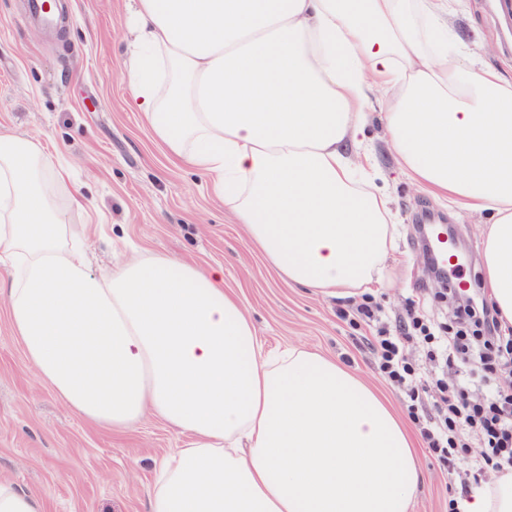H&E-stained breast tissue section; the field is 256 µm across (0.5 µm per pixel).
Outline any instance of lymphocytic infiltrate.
Listing matches in <instances>:
<instances>
[{
	"instance_id": "1",
	"label": "lymphocytic infiltrate",
	"mask_w": 512,
	"mask_h": 512,
	"mask_svg": "<svg viewBox=\"0 0 512 512\" xmlns=\"http://www.w3.org/2000/svg\"><path fill=\"white\" fill-rule=\"evenodd\" d=\"M454 335L414 308L395 320L394 329L378 328L370 346L378 370L392 386L404 389L408 410L440 469L454 473L467 437L479 443L472 461L473 477L486 466L512 469V336L500 333L496 312L487 306H456ZM420 346L426 360L441 368L464 365L485 371L481 388L466 379L418 377V367L404 356L406 345Z\"/></svg>"
}]
</instances>
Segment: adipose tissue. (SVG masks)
<instances>
[{"mask_svg": "<svg viewBox=\"0 0 512 512\" xmlns=\"http://www.w3.org/2000/svg\"><path fill=\"white\" fill-rule=\"evenodd\" d=\"M452 0H131L123 76L145 126L204 173L250 246L321 292L381 283L396 226L370 114L397 163L483 231L488 300L512 329V75L458 55ZM38 142L0 136V302L42 386L123 431L183 436L154 462L149 512H410L404 423L335 359L264 351L224 273L171 256L93 271ZM461 512H512V469Z\"/></svg>", "mask_w": 512, "mask_h": 512, "instance_id": "1", "label": "adipose tissue"}]
</instances>
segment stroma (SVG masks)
I'll use <instances>...</instances> for the list:
<instances>
[{"label":"stroma","mask_w":512,"mask_h":512,"mask_svg":"<svg viewBox=\"0 0 512 512\" xmlns=\"http://www.w3.org/2000/svg\"><path fill=\"white\" fill-rule=\"evenodd\" d=\"M497 0H466L452 19L461 46L481 34L489 61L512 66V14ZM128 51L124 0H60L52 27L28 17L26 0H0V135L34 138L70 173L56 198L80 190L90 201L73 209L75 234L89 225L95 265L148 253L176 255L203 269L224 271V287L249 313L265 348L294 346L336 358L373 386L401 419H408L403 390L377 370L367 340L375 326L352 324L342 313L372 295L379 320L393 323L408 304L442 323L445 303L420 259L416 226L422 217L446 224L455 237L459 279L484 293L482 234L486 217H457L399 170L381 113H373L366 145L381 185L397 213L396 245L383 285L369 292L324 295L289 284L250 250L246 231L209 191L207 177L172 160L143 128L130 106L122 76ZM423 481L413 512H448L450 489L459 488L468 457L448 477L430 456L417 425H410ZM176 434L155 417L114 433L89 425L37 381L0 307V476L43 495L45 512H148L152 467Z\"/></svg>","instance_id":"obj_1"}]
</instances>
